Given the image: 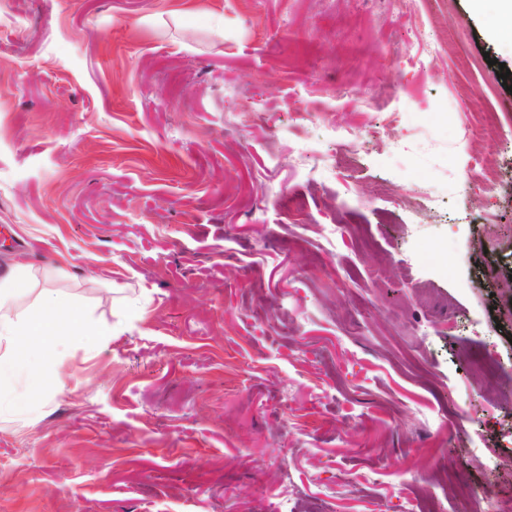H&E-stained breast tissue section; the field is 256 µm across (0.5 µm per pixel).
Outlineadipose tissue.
<instances>
[{"instance_id": "1", "label": "adipose tissue", "mask_w": 512, "mask_h": 512, "mask_svg": "<svg viewBox=\"0 0 512 512\" xmlns=\"http://www.w3.org/2000/svg\"><path fill=\"white\" fill-rule=\"evenodd\" d=\"M28 284L26 271L18 268L0 277V340L14 344L17 349L16 354L0 355V378L22 369L18 354L31 342L62 345L77 327L101 339H111L110 326L98 324L84 310L66 306L50 294L45 295L40 310L30 320L16 319L13 315L15 300L26 291Z\"/></svg>"}]
</instances>
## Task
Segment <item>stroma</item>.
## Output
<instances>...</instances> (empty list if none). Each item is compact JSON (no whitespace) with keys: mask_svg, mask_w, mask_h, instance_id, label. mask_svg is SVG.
Masks as SVG:
<instances>
[{"mask_svg":"<svg viewBox=\"0 0 512 512\" xmlns=\"http://www.w3.org/2000/svg\"><path fill=\"white\" fill-rule=\"evenodd\" d=\"M494 12L0 0V277L28 272L18 318L51 288L112 327L0 380V512L512 502Z\"/></svg>","mask_w":512,"mask_h":512,"instance_id":"1","label":"stroma"}]
</instances>
